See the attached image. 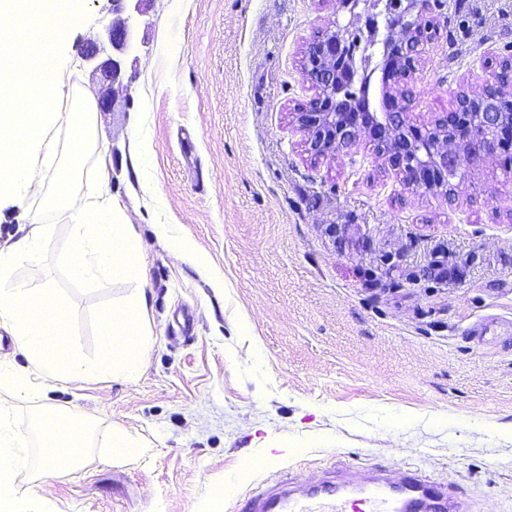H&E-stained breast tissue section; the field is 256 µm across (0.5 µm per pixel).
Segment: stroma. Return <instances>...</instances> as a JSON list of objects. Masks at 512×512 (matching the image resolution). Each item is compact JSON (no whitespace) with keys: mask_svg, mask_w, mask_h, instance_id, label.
<instances>
[{"mask_svg":"<svg viewBox=\"0 0 512 512\" xmlns=\"http://www.w3.org/2000/svg\"><path fill=\"white\" fill-rule=\"evenodd\" d=\"M81 8L62 42L79 82L54 103L61 149L78 99L95 97L79 47L112 18V0ZM435 12L410 83L421 128L454 109L461 75L481 94L512 56V0ZM333 20L350 21L338 0H148L132 14L123 86L95 115L77 189L131 225L140 269L83 290L43 273L84 359L99 350L92 315L140 293L153 343L136 379H37L15 400L30 512H233L266 481L408 465L469 512H512V162L483 157L430 194L401 184L367 129L311 155L302 57ZM44 208L0 200V247ZM55 415L97 444L44 479L36 423ZM117 427L143 449L121 464L99 454Z\"/></svg>","mask_w":512,"mask_h":512,"instance_id":"1","label":"stroma"}]
</instances>
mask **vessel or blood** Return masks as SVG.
Instances as JSON below:
<instances>
[{"label": "vessel or blood", "instance_id": "vessel-or-blood-1", "mask_svg": "<svg viewBox=\"0 0 512 512\" xmlns=\"http://www.w3.org/2000/svg\"><path fill=\"white\" fill-rule=\"evenodd\" d=\"M235 512H468V506L420 472L394 481L374 466L360 480L343 476L256 489L237 501Z\"/></svg>", "mask_w": 512, "mask_h": 512}]
</instances>
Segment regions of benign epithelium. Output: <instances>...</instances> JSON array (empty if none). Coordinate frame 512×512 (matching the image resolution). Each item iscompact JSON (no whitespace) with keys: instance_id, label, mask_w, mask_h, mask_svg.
Here are the masks:
<instances>
[{"instance_id":"obj_1","label":"benign epithelium","mask_w":512,"mask_h":512,"mask_svg":"<svg viewBox=\"0 0 512 512\" xmlns=\"http://www.w3.org/2000/svg\"><path fill=\"white\" fill-rule=\"evenodd\" d=\"M343 9L353 18H365L368 36L361 39L351 23L333 22L322 28L308 44L303 69L312 83L313 96L296 109L297 121L307 132L310 153L322 156L350 146L357 128L379 131V141L389 159L402 169L404 182L426 192L448 188L459 177L453 166L458 160L473 165L481 158L500 152L498 129L500 116L482 113L479 135L468 137L454 127L456 114L439 122L432 129L414 131L405 120L410 96L405 90L416 71L411 66L392 75L391 91L398 94L401 109L377 112L370 109V100L355 105L351 97L339 89L341 67L356 59L369 64V53L381 50L382 59L390 61L397 51L415 55V48L429 40L438 29L431 0H342ZM105 40H91L83 48L80 59L99 75L97 108L105 112L113 101L115 84L122 72L121 60L107 53L127 48L130 25L117 19L105 27Z\"/></svg>"}]
</instances>
